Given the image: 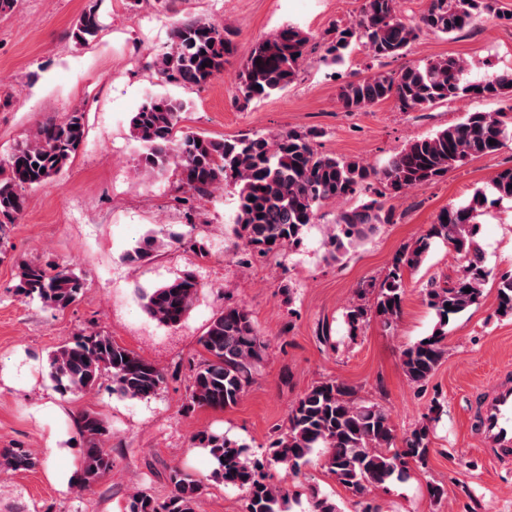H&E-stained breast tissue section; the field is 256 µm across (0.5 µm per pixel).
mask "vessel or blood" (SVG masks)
Masks as SVG:
<instances>
[{"mask_svg":"<svg viewBox=\"0 0 512 512\" xmlns=\"http://www.w3.org/2000/svg\"><path fill=\"white\" fill-rule=\"evenodd\" d=\"M471 430L496 462L512 466V375L503 374L483 399Z\"/></svg>","mask_w":512,"mask_h":512,"instance_id":"obj_1","label":"vessel or blood"}]
</instances>
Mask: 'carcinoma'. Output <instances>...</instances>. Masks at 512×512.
<instances>
[{"mask_svg":"<svg viewBox=\"0 0 512 512\" xmlns=\"http://www.w3.org/2000/svg\"><path fill=\"white\" fill-rule=\"evenodd\" d=\"M497 15L494 0H430L416 20L402 17L398 0H364L358 19L334 28L323 60L344 61L360 45L377 70L339 87L338 101L355 112L394 100L402 112H417L461 98L512 99V74L482 81L462 78L463 66L453 57L428 60L398 71L386 66L404 55L424 31L456 34ZM100 24L95 11L80 16L73 37L80 44L94 40ZM233 32L199 19L175 24L168 50L153 59L156 72L169 82L205 86L224 71L233 53ZM309 36L288 25L258 41L239 75L238 93L244 100L268 98L288 89L307 56ZM183 103L165 96L148 98L131 119L133 137L142 146L139 167L147 172L174 168L180 188L191 198H203L228 184L236 189L233 233L243 255L265 257L298 246L318 211L329 202L360 199L358 206L340 212L324 242L330 258L338 260L380 224L394 223L384 198L431 185L468 160L492 155L512 141V107L507 112H468L464 118L395 152L386 165L375 168L362 160L319 152L311 131L290 130L277 135L254 133L233 140H217L180 129ZM85 139L83 113L41 126L0 164V235L22 215L26 198L20 190L38 187L58 177ZM496 144L491 145L489 141ZM497 199L512 200V167L491 180ZM488 204L485 191L475 192L460 205L442 210L434 224L403 248L379 284L374 301L364 298L346 313L349 334L370 318L394 329L402 312L404 274L424 263L432 245L448 244L461 258L457 279L443 287L430 281L424 300L436 316L428 336L401 352L405 375L414 383L428 381L447 354L448 322L478 304L490 276L478 238V217ZM159 246L152 232L123 259L140 264ZM26 297H36L54 309L74 303L83 282L65 268L27 264L16 285ZM202 284L186 271L162 285L139 289L144 312L164 326H176L189 315ZM470 292H465V289ZM496 313L512 317V277L497 288ZM204 355L192 369L190 402L197 407L223 410L235 406L247 392L262 360L265 344L252 314L244 306H227L215 314L200 338ZM112 377V392L121 398L146 400L166 382L165 373L111 336L92 331L60 346L48 358V375L62 394L95 388L104 374ZM86 440L82 460V487L90 488L112 470V457L103 448L110 434L100 414L86 411L77 420ZM429 426L414 429L396 445V435L383 407L363 400L343 381L319 382L290 407L286 428L258 453L222 434L203 432L193 445L205 448L212 460L210 478L245 492L244 512H291V492L271 480L270 468L297 475L316 449L336 482L354 496L371 488H385L402 478L411 462L427 466ZM35 465L21 448L0 452L3 469ZM172 490L163 501L135 491L129 512H193L205 479L179 470L170 475ZM308 512H338L336 504L312 489Z\"/></svg>","mask_w":512,"mask_h":512,"instance_id":"carcinoma-1","label":"carcinoma"}]
</instances>
